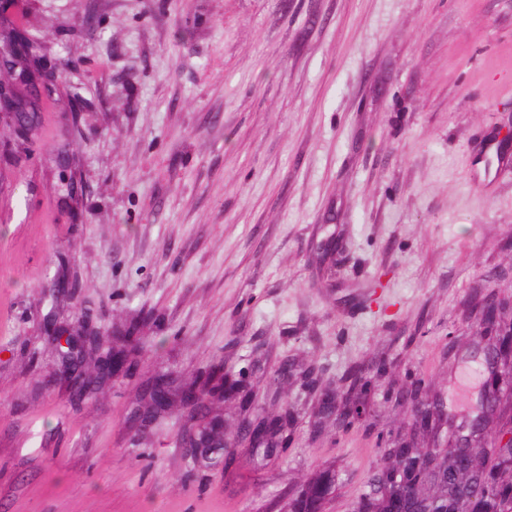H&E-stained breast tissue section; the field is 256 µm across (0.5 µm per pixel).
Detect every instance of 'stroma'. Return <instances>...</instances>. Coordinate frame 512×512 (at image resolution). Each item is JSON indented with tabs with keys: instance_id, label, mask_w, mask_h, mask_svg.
I'll use <instances>...</instances> for the list:
<instances>
[{
	"instance_id": "obj_1",
	"label": "stroma",
	"mask_w": 512,
	"mask_h": 512,
	"mask_svg": "<svg viewBox=\"0 0 512 512\" xmlns=\"http://www.w3.org/2000/svg\"><path fill=\"white\" fill-rule=\"evenodd\" d=\"M57 71L0 124V512H355L385 444L478 414L512 296V0H0ZM132 334L99 377L96 332ZM84 342L77 390L56 337ZM231 375L233 441L146 386ZM448 416L412 425L416 384ZM363 403L345 429L321 395ZM289 418L273 451L243 419ZM16 96L17 95L12 92L3 91V89L0 87V123L3 116H7L12 125L21 134H28L34 130L41 122V112L39 111V105L35 103L33 106H31V110L33 112L39 111L37 112V123L33 126L27 125L22 121L21 115L22 112H27L28 109L24 107V101L22 104H19L18 97Z\"/></svg>"
}]
</instances>
